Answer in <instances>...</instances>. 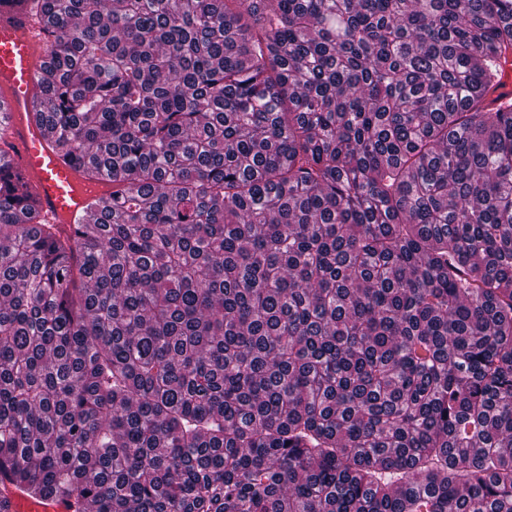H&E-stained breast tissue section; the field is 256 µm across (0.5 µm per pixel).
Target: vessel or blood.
<instances>
[{
	"instance_id": "vessel-or-blood-1",
	"label": "vessel or blood",
	"mask_w": 512,
	"mask_h": 512,
	"mask_svg": "<svg viewBox=\"0 0 512 512\" xmlns=\"http://www.w3.org/2000/svg\"><path fill=\"white\" fill-rule=\"evenodd\" d=\"M46 62L43 26L15 12L10 0H0V107L8 114L0 149L34 187L41 211L70 232L84 223L94 199L110 195L112 185L88 180L81 168L64 160L47 130L28 121ZM11 503L13 512H65L62 503H40L19 492Z\"/></svg>"
}]
</instances>
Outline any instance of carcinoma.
<instances>
[{"instance_id": "carcinoma-1", "label": "carcinoma", "mask_w": 512, "mask_h": 512, "mask_svg": "<svg viewBox=\"0 0 512 512\" xmlns=\"http://www.w3.org/2000/svg\"><path fill=\"white\" fill-rule=\"evenodd\" d=\"M0 512H512V0H16ZM12 5H0V102L8 114L0 147L34 187L42 213L73 233L74 224H84L90 203L110 195L112 183L89 181L81 168L63 159L47 130L27 120L45 76L46 33ZM11 509L13 512H65L64 505L60 502L50 504L37 502L25 494L15 493L11 496Z\"/></svg>"}]
</instances>
